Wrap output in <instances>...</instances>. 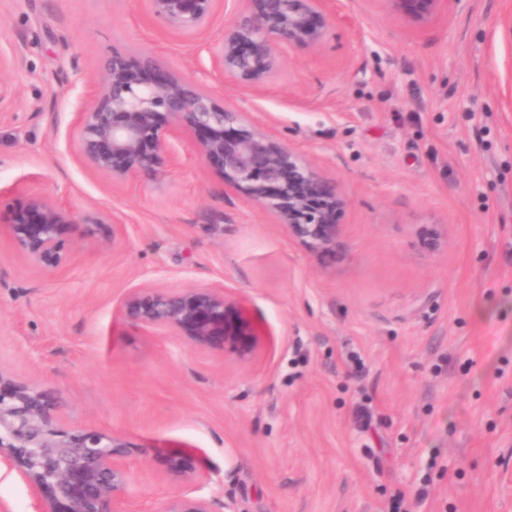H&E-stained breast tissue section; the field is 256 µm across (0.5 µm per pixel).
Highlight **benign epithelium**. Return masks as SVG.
Listing matches in <instances>:
<instances>
[{
	"mask_svg": "<svg viewBox=\"0 0 512 512\" xmlns=\"http://www.w3.org/2000/svg\"><path fill=\"white\" fill-rule=\"evenodd\" d=\"M218 0H146L150 15L185 34L205 31ZM224 34L208 47L222 80L259 88L281 67L286 47L313 48L323 40L330 0H244ZM414 23L447 0H386ZM216 91L171 70L154 55L138 59L112 52L92 104L77 113L74 148L89 168L114 182L155 179L179 164V144L190 140L224 182L271 214L313 254L336 250L346 198L303 153L233 105L217 104ZM15 253L54 270L68 261L61 236L81 237L112 219L81 215L42 196L8 204ZM124 318L179 336L187 343L255 357L264 335L247 306L222 287L134 288L121 304ZM127 445L100 430L64 433L51 426L45 396L0 374V466L36 494L39 512H128L124 492ZM166 512H214L204 497L173 500Z\"/></svg>",
	"mask_w": 512,
	"mask_h": 512,
	"instance_id": "7a95c632",
	"label": "benign epithelium"
}]
</instances>
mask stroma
<instances>
[{"label": "stroma", "instance_id": "stroma-1", "mask_svg": "<svg viewBox=\"0 0 512 512\" xmlns=\"http://www.w3.org/2000/svg\"><path fill=\"white\" fill-rule=\"evenodd\" d=\"M332 7L320 46L217 94L345 193L344 245L318 256L192 143L128 184L75 157L106 56L203 79L227 10L183 35L144 0H0V198L112 215L66 236L57 270L0 235V374L45 393L53 427L127 443L130 512H512V0L423 23L386 0ZM213 285L267 330L253 360L121 315L133 288ZM174 453L205 482L171 474Z\"/></svg>", "mask_w": 512, "mask_h": 512}]
</instances>
